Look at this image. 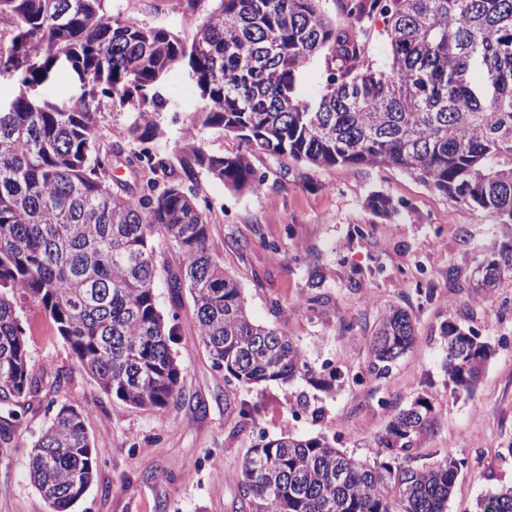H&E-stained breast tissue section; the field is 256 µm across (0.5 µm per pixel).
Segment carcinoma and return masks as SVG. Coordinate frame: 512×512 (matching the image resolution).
Returning a JSON list of instances; mask_svg holds the SVG:
<instances>
[{
  "mask_svg": "<svg viewBox=\"0 0 512 512\" xmlns=\"http://www.w3.org/2000/svg\"><path fill=\"white\" fill-rule=\"evenodd\" d=\"M109 0H0V74L22 90L0 101V442L12 421L42 401L20 311L39 306L85 372L113 398L140 409L180 399L175 326L158 304L188 291L198 341L226 382H286L311 372L282 331L254 323L241 283L210 242L209 204L192 188L204 171L231 190L264 183L253 157L265 153L317 168H397L483 211L504 229L478 267L493 289L512 273V0H336L338 24L322 0H214L191 33L112 14ZM387 25L389 66L368 59L377 17ZM257 75L239 76L240 56ZM325 59L327 85L315 101L295 96L312 57ZM187 64L203 99L178 147L179 169L152 152L161 131L144 109L102 141L100 113L85 99L40 101L27 87L68 68L87 87L125 103ZM483 83L472 81L473 70ZM237 139L235 153L210 150L196 127ZM135 145L127 151L125 146ZM123 162L149 176L134 189L107 181ZM376 214L398 213L373 192ZM180 256L170 267L168 250ZM445 372L471 391L492 348L471 328L441 324ZM416 341L406 310L378 322L368 372L376 377ZM29 453L30 478L52 512H70L97 462L88 408L51 398ZM432 422L421 398L400 410L374 441L371 458L320 438L260 437L241 464L240 496L256 512H446L466 461L450 455L415 467L410 451ZM476 512H512V486L478 500Z\"/></svg>",
  "mask_w": 512,
  "mask_h": 512,
  "instance_id": "obj_1",
  "label": "carcinoma"
}]
</instances>
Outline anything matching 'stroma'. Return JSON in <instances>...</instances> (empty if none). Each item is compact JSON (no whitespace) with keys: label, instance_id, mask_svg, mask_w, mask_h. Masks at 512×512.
Listing matches in <instances>:
<instances>
[{"label":"stroma","instance_id":"stroma-1","mask_svg":"<svg viewBox=\"0 0 512 512\" xmlns=\"http://www.w3.org/2000/svg\"><path fill=\"white\" fill-rule=\"evenodd\" d=\"M112 10L179 32L198 23L180 0H112ZM155 92L160 155L175 158L189 131L213 151H237V139L221 129L191 128L204 101L187 65ZM253 163L265 175L255 192L198 174L200 196L212 201L211 244L241 282L253 320L287 334L311 373L228 385L198 343L190 303L173 305L163 290L159 308L177 328L182 399L143 410L103 392L43 310L25 307L35 369L60 397L89 407L85 426L98 468L73 512H242L240 463L260 437H324L363 458L391 417L419 397L432 404L434 419L412 462L465 460L447 512H474L489 491L512 483V276L491 291L477 285L500 226L396 168H316L262 153ZM374 191L398 203L396 218L369 209ZM391 306L410 314L416 342L386 375L370 377L374 327ZM446 321L474 329L493 350L472 392L448 383ZM332 367L338 380L328 377ZM58 372L65 375L59 385ZM243 402L252 418L238 416ZM46 419L45 403H33L15 423L12 445L0 446V512H50L28 477V446Z\"/></svg>","mask_w":512,"mask_h":512}]
</instances>
